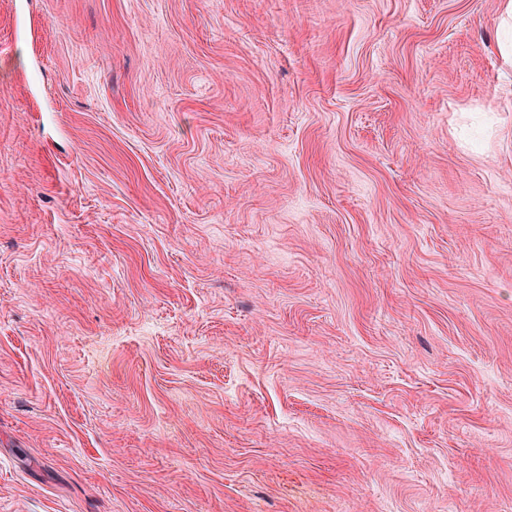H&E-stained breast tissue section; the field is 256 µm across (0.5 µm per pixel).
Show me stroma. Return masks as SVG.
Wrapping results in <instances>:
<instances>
[{
    "mask_svg": "<svg viewBox=\"0 0 512 512\" xmlns=\"http://www.w3.org/2000/svg\"><path fill=\"white\" fill-rule=\"evenodd\" d=\"M505 0H0V512H512Z\"/></svg>",
    "mask_w": 512,
    "mask_h": 512,
    "instance_id": "35a3bbf8",
    "label": "stroma"
}]
</instances>
